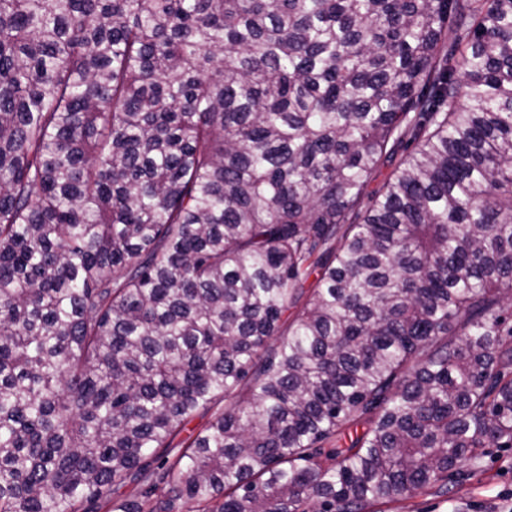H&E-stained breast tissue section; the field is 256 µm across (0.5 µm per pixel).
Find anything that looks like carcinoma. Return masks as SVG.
<instances>
[{"label":"carcinoma","instance_id":"obj_1","mask_svg":"<svg viewBox=\"0 0 512 512\" xmlns=\"http://www.w3.org/2000/svg\"><path fill=\"white\" fill-rule=\"evenodd\" d=\"M491 448L512 0H0V512H368Z\"/></svg>","mask_w":512,"mask_h":512}]
</instances>
